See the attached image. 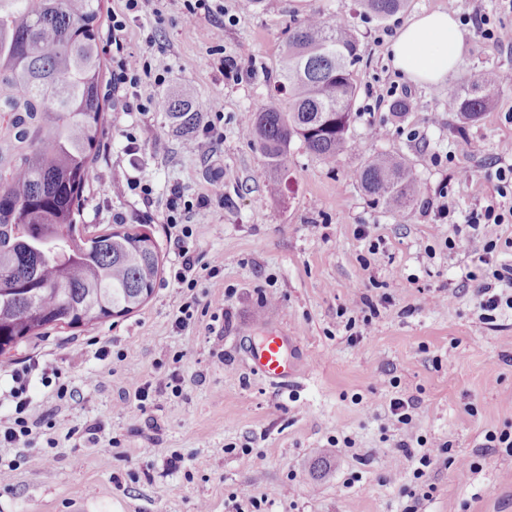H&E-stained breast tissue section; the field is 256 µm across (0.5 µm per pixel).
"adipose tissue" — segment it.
Here are the masks:
<instances>
[{
  "mask_svg": "<svg viewBox=\"0 0 512 512\" xmlns=\"http://www.w3.org/2000/svg\"><path fill=\"white\" fill-rule=\"evenodd\" d=\"M462 38L457 21L448 12L418 15L393 40L392 65L414 82L443 84L458 65Z\"/></svg>",
  "mask_w": 512,
  "mask_h": 512,
  "instance_id": "adipose-tissue-1",
  "label": "adipose tissue"
}]
</instances>
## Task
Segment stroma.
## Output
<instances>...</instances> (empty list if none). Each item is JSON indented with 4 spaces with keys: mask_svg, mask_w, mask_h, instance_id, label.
I'll return each mask as SVG.
<instances>
[{
    "mask_svg": "<svg viewBox=\"0 0 512 512\" xmlns=\"http://www.w3.org/2000/svg\"><path fill=\"white\" fill-rule=\"evenodd\" d=\"M217 4L189 16L181 0H141L128 15L125 47L151 63L140 93L153 106L122 111L103 89L106 135L77 221L92 230L147 225L162 271L152 298L131 315L53 328L0 356V377L48 363L83 398L82 410H70L56 385L33 380L32 405L49 424L30 443L0 445V464L14 467L13 480L0 484V512H406L411 493L428 484L434 491L418 512H512V450L485 445L487 433H512V310L482 319L475 288L491 274L475 259L466 224L497 200L496 169L512 163V48L462 26L448 84L479 68L506 79L474 124L462 123L443 87L396 71L388 51L422 13H486L512 26V10L502 0H410L381 23L360 0ZM314 12L349 23L360 41L354 146L327 166L293 142L288 188L275 196L240 130L277 80L289 28ZM218 25L215 43L209 33ZM183 86L198 111L224 105L221 142L198 136L193 153L160 106ZM397 89L411 105L400 119L390 114ZM139 125L154 137L132 157L125 134ZM377 154L406 158L420 180L406 213L373 205L352 176ZM460 169L471 180L458 182ZM130 181L150 183L151 202L114 193ZM174 187L193 203L190 248L202 261L224 260L217 277L191 290L170 279ZM443 203L445 218L436 210ZM362 295L378 307L367 326L351 304ZM193 297L195 320L177 329L178 308ZM215 314L223 317L219 341L209 329ZM271 334L284 336L283 356L297 369L285 386L247 365L249 349ZM171 371L179 389L153 392L145 410L116 412ZM394 399L412 404L410 425L391 418ZM93 423L98 443L74 447L71 432ZM406 442L415 452L450 444L477 469L461 480L440 460L414 479Z\"/></svg>",
    "mask_w": 512,
    "mask_h": 512,
    "instance_id": "1",
    "label": "stroma"
}]
</instances>
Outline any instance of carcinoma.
Wrapping results in <instances>:
<instances>
[{"instance_id":"1","label":"carcinoma","mask_w":512,"mask_h":512,"mask_svg":"<svg viewBox=\"0 0 512 512\" xmlns=\"http://www.w3.org/2000/svg\"><path fill=\"white\" fill-rule=\"evenodd\" d=\"M379 22L409 0H361ZM100 0H0V355L50 328H80L128 315L154 293L160 253L142 224L76 230L103 136ZM360 44L351 26L312 13L295 26L280 61L277 93L243 135L273 173L288 178L294 140L326 165L352 147ZM504 82L492 68L448 87L460 118L476 123ZM176 132L197 125L186 92L161 102ZM375 205L404 213L420 183L410 163L379 154L353 171Z\"/></svg>"}]
</instances>
